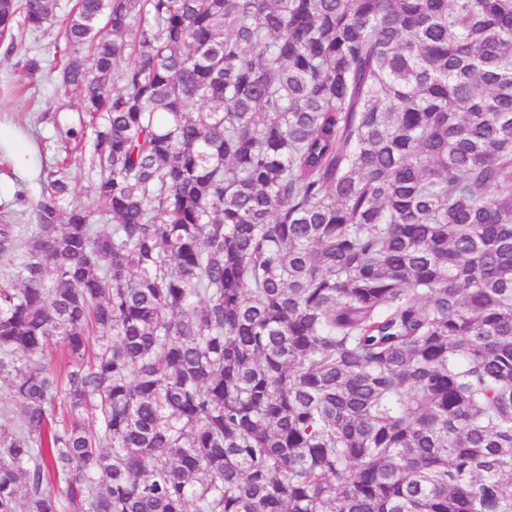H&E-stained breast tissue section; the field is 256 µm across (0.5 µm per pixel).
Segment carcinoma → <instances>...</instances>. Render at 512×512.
Here are the masks:
<instances>
[{
  "label": "carcinoma",
  "instance_id": "cac0c4a2",
  "mask_svg": "<svg viewBox=\"0 0 512 512\" xmlns=\"http://www.w3.org/2000/svg\"><path fill=\"white\" fill-rule=\"evenodd\" d=\"M62 10L0 42L61 22L112 230L0 224V512H512V0Z\"/></svg>",
  "mask_w": 512,
  "mask_h": 512
}]
</instances>
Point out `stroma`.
<instances>
[{
	"label": "stroma",
	"mask_w": 512,
	"mask_h": 512,
	"mask_svg": "<svg viewBox=\"0 0 512 512\" xmlns=\"http://www.w3.org/2000/svg\"><path fill=\"white\" fill-rule=\"evenodd\" d=\"M64 43L58 26L28 33L22 48L6 54L0 46V216L27 224L29 204L42 191L48 170L68 160L76 176V197L94 199V183L87 174L93 132H86L81 152L68 154L63 132L87 116L76 99L64 96L58 82ZM35 57L40 68L23 89H16L18 63Z\"/></svg>",
	"instance_id": "35a3bbf8"
}]
</instances>
